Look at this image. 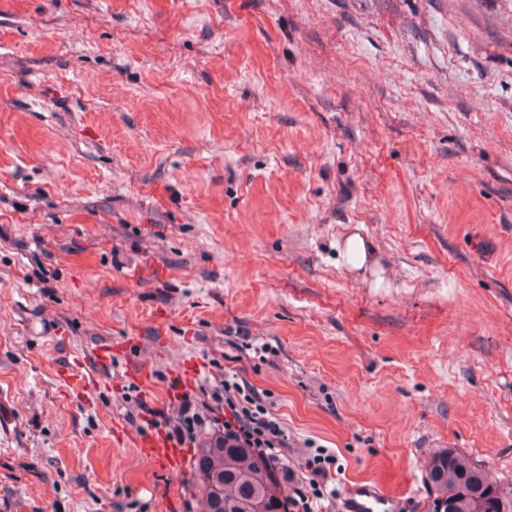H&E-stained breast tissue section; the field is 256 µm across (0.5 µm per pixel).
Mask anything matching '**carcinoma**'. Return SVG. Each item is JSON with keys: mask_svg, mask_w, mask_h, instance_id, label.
<instances>
[{"mask_svg": "<svg viewBox=\"0 0 512 512\" xmlns=\"http://www.w3.org/2000/svg\"><path fill=\"white\" fill-rule=\"evenodd\" d=\"M425 480L430 512H512V488L492 483L468 456L452 448L428 460ZM224 484L219 498L209 484ZM193 487L205 512H288V486L251 448L211 439L197 449Z\"/></svg>", "mask_w": 512, "mask_h": 512, "instance_id": "obj_1", "label": "carcinoma"}]
</instances>
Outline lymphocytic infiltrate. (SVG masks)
Returning <instances> with one entry per match:
<instances>
[{
    "label": "lymphocytic infiltrate",
    "mask_w": 512,
    "mask_h": 512,
    "mask_svg": "<svg viewBox=\"0 0 512 512\" xmlns=\"http://www.w3.org/2000/svg\"><path fill=\"white\" fill-rule=\"evenodd\" d=\"M223 412V420L213 419V412ZM169 435L179 445L197 447L200 438L222 430L255 452L272 466H280L288 434L271 410L263 392L235 373L201 386L199 391L184 393L180 413L169 422ZM334 456L325 448H315L307 461V482L292 481L288 512H316L318 500L324 499L332 477Z\"/></svg>",
    "instance_id": "f902f5d3"
}]
</instances>
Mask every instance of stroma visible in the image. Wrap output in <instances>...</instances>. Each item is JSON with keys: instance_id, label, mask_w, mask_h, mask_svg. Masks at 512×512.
<instances>
[{"instance_id": "stroma-1", "label": "stroma", "mask_w": 512, "mask_h": 512, "mask_svg": "<svg viewBox=\"0 0 512 512\" xmlns=\"http://www.w3.org/2000/svg\"><path fill=\"white\" fill-rule=\"evenodd\" d=\"M189 359L335 454L325 512H426L444 448L512 488V0H0V512H202L109 434ZM341 247L339 254L346 259L348 265L357 269L363 267L368 256L375 253L373 243L360 233L346 237ZM74 367L61 374L70 393L82 403L92 404L95 383L112 374L115 358L112 342L100 343L90 353L89 357L77 358ZM377 508L383 510L376 511ZM344 510H349L346 512H395L398 509L394 501L370 487H364L357 493L354 492L349 507Z\"/></svg>"}]
</instances>
